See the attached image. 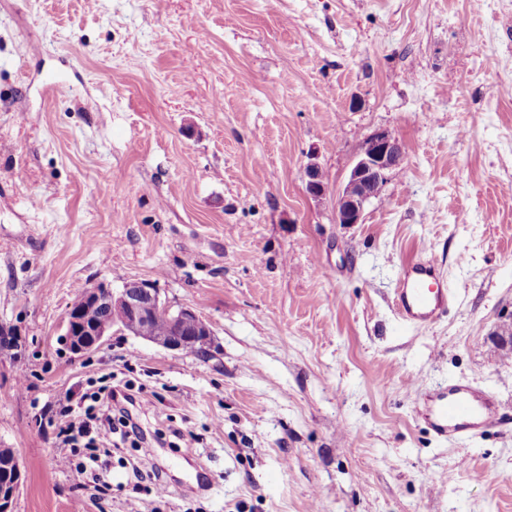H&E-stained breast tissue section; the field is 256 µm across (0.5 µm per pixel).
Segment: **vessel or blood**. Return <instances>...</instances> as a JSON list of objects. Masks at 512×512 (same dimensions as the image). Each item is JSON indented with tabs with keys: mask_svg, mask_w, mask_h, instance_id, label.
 <instances>
[{
	"mask_svg": "<svg viewBox=\"0 0 512 512\" xmlns=\"http://www.w3.org/2000/svg\"><path fill=\"white\" fill-rule=\"evenodd\" d=\"M399 282L394 304L405 324L427 326L447 312L450 297L436 261L406 262ZM424 417L437 435L453 439L496 426L500 412L489 396L463 384H451L428 396Z\"/></svg>",
	"mask_w": 512,
	"mask_h": 512,
	"instance_id": "vessel-or-blood-1",
	"label": "vessel or blood"
}]
</instances>
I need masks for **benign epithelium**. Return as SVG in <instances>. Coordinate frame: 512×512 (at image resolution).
I'll list each match as a JSON object with an SVG mask.
<instances>
[{"label":"benign epithelium","instance_id":"obj_1","mask_svg":"<svg viewBox=\"0 0 512 512\" xmlns=\"http://www.w3.org/2000/svg\"><path fill=\"white\" fill-rule=\"evenodd\" d=\"M403 159V146L397 137L385 130L370 135L346 183L336 194V223H362L366 204L379 195L388 174L400 167ZM305 177L310 195L320 198L327 194V187L318 176L317 164L306 166ZM83 300L94 308L107 311V316L90 325L80 317V313L69 311L64 336L75 353L98 350L114 330L166 350H185L193 346L211 351L214 336L211 325L188 307L173 308L160 298L158 288L149 283L129 281L116 291L101 282L84 288ZM159 320L173 325L180 322L188 332L158 336L152 333V325ZM0 469L8 479L0 489V512H11L20 474V465L14 453L4 454V464Z\"/></svg>","mask_w":512,"mask_h":512}]
</instances>
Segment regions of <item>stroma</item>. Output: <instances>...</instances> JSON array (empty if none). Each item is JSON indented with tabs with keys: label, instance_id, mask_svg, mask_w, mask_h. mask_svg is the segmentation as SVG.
Masks as SVG:
<instances>
[{
	"label": "stroma",
	"instance_id": "35a3bbf8",
	"mask_svg": "<svg viewBox=\"0 0 512 512\" xmlns=\"http://www.w3.org/2000/svg\"><path fill=\"white\" fill-rule=\"evenodd\" d=\"M381 129L403 163L337 223ZM412 257L451 293L429 326L393 303ZM131 280L218 354L71 352L79 287ZM0 332L13 512H512V0H0ZM105 378L149 405L144 450L98 441L101 492L55 423ZM447 383L501 423L437 436L418 410Z\"/></svg>",
	"mask_w": 512,
	"mask_h": 512
}]
</instances>
